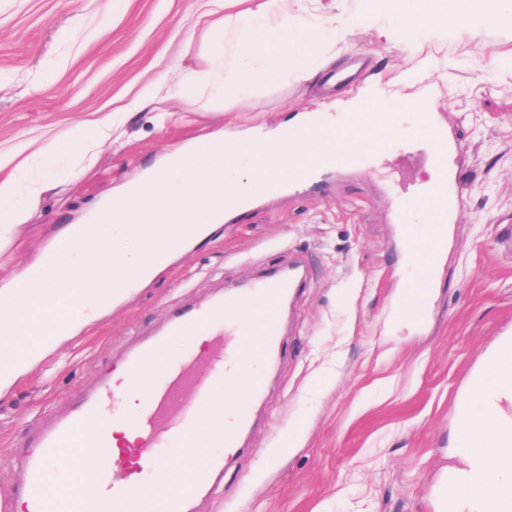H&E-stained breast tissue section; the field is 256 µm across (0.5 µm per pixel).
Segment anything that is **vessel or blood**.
<instances>
[{
	"label": "vessel or blood",
	"mask_w": 512,
	"mask_h": 512,
	"mask_svg": "<svg viewBox=\"0 0 512 512\" xmlns=\"http://www.w3.org/2000/svg\"><path fill=\"white\" fill-rule=\"evenodd\" d=\"M417 127L421 141L433 146L428 161L438 169L440 178L435 186L413 191L395 214L396 223L404 225L406 235L425 248L417 257L416 274L403 302L404 309L410 312L418 310L428 292L430 262L438 258L444 247L445 227L453 223L460 201L456 174L450 166L459 153L457 143L436 113H420ZM417 206L438 213L439 223H408V211ZM299 286V280L289 278L283 270L265 271L235 292L218 297L205 310L177 313L157 336L129 353L127 372L150 378L145 397L127 416L135 430L136 445L162 448L184 443L181 466L190 477L188 484H181V475L157 468L153 463H134L113 456L108 428L88 432L89 422L102 414L105 406L124 401L123 395L113 390L111 381L107 380L39 434L25 460L23 491L29 512H96L102 500L111 501L114 512H148L149 500L134 504L131 491L145 487L151 474L171 487L163 512H186L188 499L204 489L224 467L220 457L199 460L194 445L189 442L190 422L212 407L217 395L215 380L223 376L229 363L235 362L238 341L251 339L265 360L279 363L283 349V307ZM176 336L193 337L198 349L179 358H167L168 345ZM264 387L265 380L261 377L245 383L234 419L228 421L215 416L205 447H238L240 437L251 426ZM64 447L69 450L67 466L78 476L77 490L52 499L45 492L50 479L48 465Z\"/></svg>",
	"instance_id": "1"
}]
</instances>
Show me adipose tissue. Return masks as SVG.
Listing matches in <instances>:
<instances>
[{
  "label": "adipose tissue",
  "instance_id": "obj_1",
  "mask_svg": "<svg viewBox=\"0 0 512 512\" xmlns=\"http://www.w3.org/2000/svg\"><path fill=\"white\" fill-rule=\"evenodd\" d=\"M369 17L392 16L398 22L395 39L409 44L430 32H445L463 19L490 17L512 0H363ZM335 15L326 16L322 0H250L246 10L228 19V39L212 42L208 66L186 72L173 92L174 98L190 101L198 88L213 97L224 95L225 75L240 74L239 96L252 83L269 77H294L316 84L322 70L338 66ZM326 41L330 52L314 59L312 41ZM331 116L313 117L302 128H277L279 144L296 162L303 163L333 150L325 139ZM18 174L0 179V241H11L15 228L39 201L43 183L29 189L25 205L10 208ZM456 448L443 470L436 493L435 512H512V339L501 342L481 372L472 380L468 401L462 406Z\"/></svg>",
  "mask_w": 512,
  "mask_h": 512
}]
</instances>
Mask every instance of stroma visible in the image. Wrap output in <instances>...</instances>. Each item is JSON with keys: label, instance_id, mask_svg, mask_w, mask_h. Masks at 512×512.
Masks as SVG:
<instances>
[{"label": "stroma", "instance_id": "35a3bbf8", "mask_svg": "<svg viewBox=\"0 0 512 512\" xmlns=\"http://www.w3.org/2000/svg\"><path fill=\"white\" fill-rule=\"evenodd\" d=\"M210 0H0V178L47 145L46 189L0 249V284L15 281L63 229L207 128L276 125L348 98L351 86L257 82L248 97L198 93L159 125L148 93L164 96L182 69L207 66ZM353 86L392 80L411 59L434 70L415 91L462 147L463 203L438 259L421 318L399 313L414 261L397 203L425 176L407 107L383 149L328 177L326 190L260 192L248 210L171 259L154 279L46 356L0 397V512H15L24 460L39 429L117 371L126 350L180 309L202 306L259 268L305 261L309 277L287 310L283 361L268 380L247 446L192 512H434L433 490L469 383L512 336V16L469 20L405 48L365 23L340 30ZM128 119L112 143L64 150L110 114Z\"/></svg>", "mask_w": 512, "mask_h": 512}]
</instances>
